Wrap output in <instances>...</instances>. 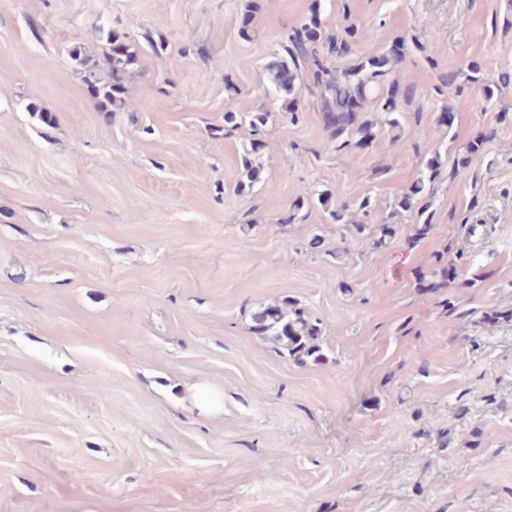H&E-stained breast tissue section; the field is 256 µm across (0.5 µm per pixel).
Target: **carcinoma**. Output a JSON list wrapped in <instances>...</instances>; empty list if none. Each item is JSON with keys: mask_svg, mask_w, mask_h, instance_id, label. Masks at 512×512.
I'll list each match as a JSON object with an SVG mask.
<instances>
[{"mask_svg": "<svg viewBox=\"0 0 512 512\" xmlns=\"http://www.w3.org/2000/svg\"><path fill=\"white\" fill-rule=\"evenodd\" d=\"M370 30L354 23L343 27L341 34L332 38L323 34L319 14L312 12L308 22L288 32L283 50L288 60L271 66L276 86L291 94L295 92L298 73L311 76L309 89L318 92L327 127L331 136L337 138L346 133L357 137L356 144L366 145L373 139L375 123L359 120L355 107L374 94L384 114V123L395 126L394 117L397 96L394 81L391 80V59L387 56L370 57L352 66L343 67L338 59L351 52L353 47L369 39ZM110 48L103 61L86 59L85 82L94 97L110 105L116 103L115 94L122 91L125 77L137 63V50L119 36L109 39ZM248 121L254 134L265 126L266 114L253 112L248 116L235 112L224 113V124L236 125ZM441 155L435 152L428 161L427 177H420L410 191L401 198V207L410 209L417 198L425 195L427 183L433 182L440 174ZM253 332L271 339L277 348L287 353L292 360L315 362L324 361L325 354L320 345L321 332L304 312L286 302L265 304L252 315Z\"/></svg>", "mask_w": 512, "mask_h": 512, "instance_id": "obj_1", "label": "carcinoma"}]
</instances>
